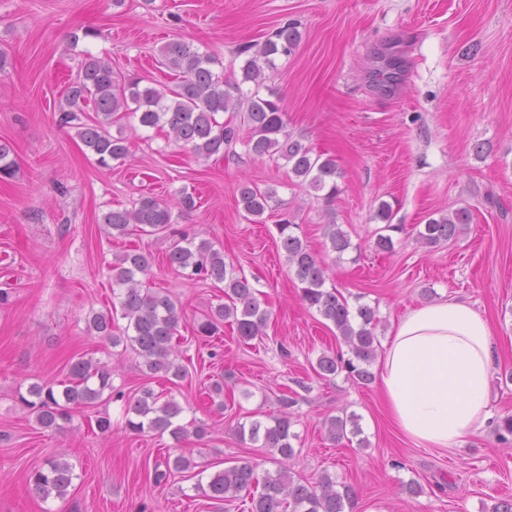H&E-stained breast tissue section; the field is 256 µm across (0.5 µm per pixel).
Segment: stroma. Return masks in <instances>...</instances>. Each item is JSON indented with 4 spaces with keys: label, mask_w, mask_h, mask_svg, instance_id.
Wrapping results in <instances>:
<instances>
[{
    "label": "stroma",
    "mask_w": 512,
    "mask_h": 512,
    "mask_svg": "<svg viewBox=\"0 0 512 512\" xmlns=\"http://www.w3.org/2000/svg\"><path fill=\"white\" fill-rule=\"evenodd\" d=\"M291 21L300 45L276 57L266 86L283 100L289 133L335 157L333 201L292 183L285 160H198L165 130H139L131 118L122 122L128 158L101 169L75 129L58 123L85 53L167 89L175 79L160 48L178 38L215 56L232 83L240 49ZM0 51V143L18 163L0 180V289L10 294L0 305V512H248L239 500L216 508L194 486L242 458L257 477L275 472L269 452L238 441L234 428L277 412L285 396L295 400L298 435L291 475L351 484L354 512H491L512 502V442L499 429L453 450L421 448L390 424L377 384L315 373L322 354L349 348L303 301L280 246V210L255 223L237 202L241 184L275 188L327 262L326 288L350 307L375 309L378 342L410 308L449 297L472 304L499 347L495 419L512 416V0H0ZM184 189L196 207L175 230L213 242L246 275L270 314L262 338L245 344L229 328L198 336L195 321L224 302L223 290L169 270L166 240L108 237L107 211L144 193L172 203ZM384 202L406 227L390 252L373 247ZM462 207L473 220L455 240L422 244L420 225ZM333 223L353 244L340 257L327 238ZM134 246L155 259L145 287L168 290L184 312L176 351L188 375L176 386L86 329L90 311L112 305L114 254ZM81 356L108 363L126 396L146 387L172 395L182 424L205 423V438L125 431L122 402L106 397L73 411L64 428H42L20 392L65 379ZM217 380L218 403L207 395ZM352 414L361 442H333L326 420ZM101 416L112 421L109 435L97 431ZM179 454L194 469L155 480ZM58 455L72 464L73 484L65 498L41 499L28 475ZM413 481L421 493L409 491Z\"/></svg>",
    "instance_id": "stroma-1"
}]
</instances>
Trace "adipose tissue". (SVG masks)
<instances>
[{
    "instance_id": "1",
    "label": "adipose tissue",
    "mask_w": 512,
    "mask_h": 512,
    "mask_svg": "<svg viewBox=\"0 0 512 512\" xmlns=\"http://www.w3.org/2000/svg\"><path fill=\"white\" fill-rule=\"evenodd\" d=\"M495 333L469 302L444 298L394 320L377 383L396 429L423 448H458L493 418Z\"/></svg>"
}]
</instances>
